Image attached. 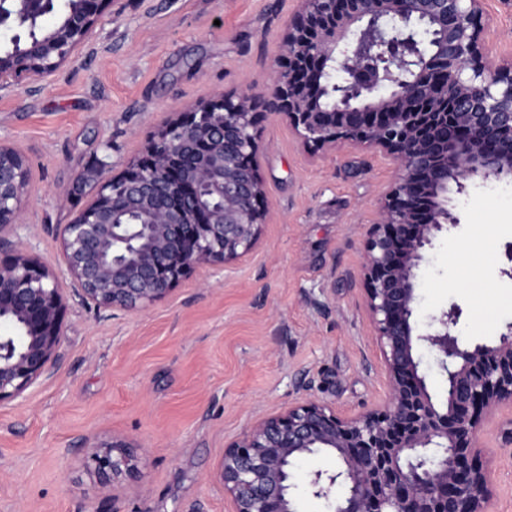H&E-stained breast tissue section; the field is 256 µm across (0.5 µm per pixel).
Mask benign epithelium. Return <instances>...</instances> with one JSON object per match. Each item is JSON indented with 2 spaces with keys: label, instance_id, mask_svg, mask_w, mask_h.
Segmentation results:
<instances>
[{
  "label": "benign epithelium",
  "instance_id": "obj_1",
  "mask_svg": "<svg viewBox=\"0 0 512 512\" xmlns=\"http://www.w3.org/2000/svg\"><path fill=\"white\" fill-rule=\"evenodd\" d=\"M281 44L267 109L309 147L373 149L394 166L366 241L365 307L387 381L384 403L352 417L306 399L256 420L224 449L229 512H296L293 467L313 453L336 469L309 482L341 484L333 512H487L493 477L476 434L512 405V323L498 342L453 334L456 305L422 334L415 321L423 249L459 223L448 191L512 180V55L491 65L484 0H301ZM107 0H68L64 17L0 50V88L42 82L92 36ZM251 94L189 104L121 173L99 171L93 203L65 226L67 271L101 308L140 311L196 268L226 266L255 245L267 215L263 152ZM27 165L0 151V232L17 223ZM65 306L55 276L17 251L0 264V403L21 397L57 361ZM435 350L447 396L436 399L416 347ZM126 444L94 451L109 488L137 470Z\"/></svg>",
  "mask_w": 512,
  "mask_h": 512
}]
</instances>
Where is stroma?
<instances>
[{
	"mask_svg": "<svg viewBox=\"0 0 512 512\" xmlns=\"http://www.w3.org/2000/svg\"><path fill=\"white\" fill-rule=\"evenodd\" d=\"M298 0H112L95 36L48 83L0 89V145L29 169L20 222L0 233V261L20 247L58 279L66 306L58 361L24 396L0 403V512H228L217 476L225 448L260 416L312 395L354 416L387 384L360 276L367 231L392 179L374 150L313 152L280 116H263L259 159L269 213L255 247L203 266L138 312L86 303L61 239L92 199L88 179L121 170L183 104L218 93L264 97ZM498 54L512 53V0H485ZM456 227L418 270L417 318L451 305L466 342H496L512 322V182L454 196ZM512 407L476 436L492 471L490 512H512ZM137 448L115 490L87 467L95 446ZM332 457L297 460L298 512H331L310 477Z\"/></svg>",
	"mask_w": 512,
	"mask_h": 512,
	"instance_id": "obj_1",
	"label": "stroma"
}]
</instances>
